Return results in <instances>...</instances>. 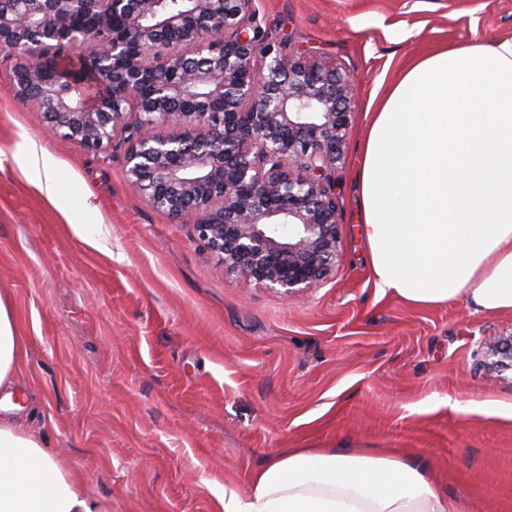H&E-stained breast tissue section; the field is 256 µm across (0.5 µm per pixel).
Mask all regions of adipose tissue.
<instances>
[{
	"label": "adipose tissue",
	"instance_id": "adipose-tissue-1",
	"mask_svg": "<svg viewBox=\"0 0 512 512\" xmlns=\"http://www.w3.org/2000/svg\"><path fill=\"white\" fill-rule=\"evenodd\" d=\"M30 179L56 198L61 174L28 142ZM360 231L376 288L415 307L462 300L512 313V38L471 39L414 62L386 91L363 147ZM27 358L0 296V512H112L17 417ZM224 512H461L425 468L364 452L273 450Z\"/></svg>",
	"mask_w": 512,
	"mask_h": 512
}]
</instances>
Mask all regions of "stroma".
<instances>
[{
    "label": "stroma",
    "instance_id": "stroma-1",
    "mask_svg": "<svg viewBox=\"0 0 512 512\" xmlns=\"http://www.w3.org/2000/svg\"><path fill=\"white\" fill-rule=\"evenodd\" d=\"M251 10L269 41L345 69L356 88L335 174L340 260L291 297L228 271L189 224L152 206L126 174L124 136L90 150L48 132L0 50V294L27 338V423L112 512H223L219 490L247 494L276 448L416 462L464 512H512V370L484 356L512 335V313L378 292L356 183L368 114L407 63L445 43L512 37V0ZM31 138L63 174L58 199L20 163Z\"/></svg>",
    "mask_w": 512,
    "mask_h": 512
}]
</instances>
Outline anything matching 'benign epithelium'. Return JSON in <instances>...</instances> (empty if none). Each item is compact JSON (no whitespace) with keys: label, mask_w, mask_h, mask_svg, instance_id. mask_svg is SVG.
Listing matches in <instances>:
<instances>
[{"label":"benign epithelium","mask_w":512,"mask_h":512,"mask_svg":"<svg viewBox=\"0 0 512 512\" xmlns=\"http://www.w3.org/2000/svg\"><path fill=\"white\" fill-rule=\"evenodd\" d=\"M0 0L16 95L46 129L87 149L126 137L127 172L151 204L192 224L224 267L285 296L340 257L334 173L353 89L340 69L261 48L251 0ZM92 41L95 95L60 82L62 50ZM134 112V125L126 122ZM175 123L183 131L162 135ZM512 369V336L486 347Z\"/></svg>","instance_id":"1"}]
</instances>
